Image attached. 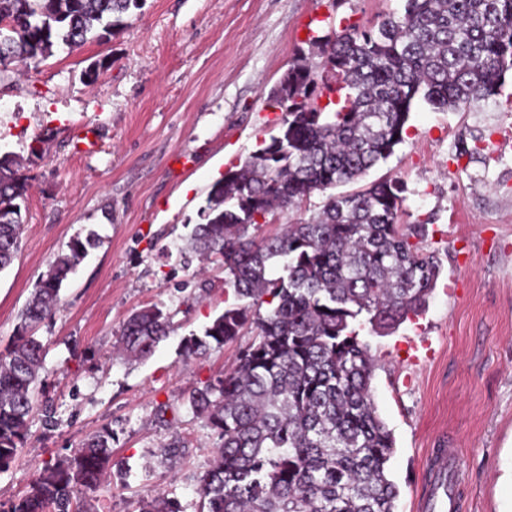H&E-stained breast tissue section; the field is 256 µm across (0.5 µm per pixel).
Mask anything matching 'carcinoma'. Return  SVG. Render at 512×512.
<instances>
[{
    "label": "carcinoma",
    "mask_w": 512,
    "mask_h": 512,
    "mask_svg": "<svg viewBox=\"0 0 512 512\" xmlns=\"http://www.w3.org/2000/svg\"><path fill=\"white\" fill-rule=\"evenodd\" d=\"M143 2L0 0V17L14 21L0 28V53L17 67L78 48ZM404 2L398 17L317 44V64L305 55L292 62L270 95L283 108L278 133L212 185L188 235L185 250L221 258L238 303L187 338L182 356L231 342L248 324L255 330L232 368L186 399L218 438L198 477L197 512H394L395 442L377 414L374 359L359 332L388 333L425 311L441 273L436 255L411 242L426 223H398L405 187L396 180L327 194L318 213L274 236H258L256 216L297 212L312 195L361 179L402 143L417 101L458 110L500 93L512 74V0ZM27 191L21 162L0 153V271L20 250ZM93 246L76 236L54 257L0 356V472L24 447L44 390L35 328ZM173 330L163 305L145 306L124 321L119 349L145 360ZM113 440L105 427L44 463L8 512H84L77 494L101 488ZM139 512L186 509L162 494Z\"/></svg>",
    "instance_id": "obj_1"
}]
</instances>
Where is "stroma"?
Segmentation results:
<instances>
[{"label": "stroma", "mask_w": 512, "mask_h": 512, "mask_svg": "<svg viewBox=\"0 0 512 512\" xmlns=\"http://www.w3.org/2000/svg\"><path fill=\"white\" fill-rule=\"evenodd\" d=\"M403 4L145 0L111 36L0 73V152L21 158L29 183L20 253L0 272V352L54 255L74 236L100 239L36 331L56 423L33 411L23 448L0 473V504L108 426L111 479L99 507L135 512L165 493L196 512L217 438L183 402L234 363L254 330L181 357L183 340L235 297L220 262L198 276L180 249L212 185L278 133L282 113L269 96L294 58ZM508 130L511 76L500 94L457 111L417 103L404 142L366 176L406 186L400 222L428 221L422 246L441 263L425 312L367 337L377 412L395 440V512H419L437 448L460 462L462 512H512V142L499 141ZM155 303L171 310L174 333L145 361L113 357L127 316ZM162 406L173 426L158 423ZM174 438L186 450L165 459L160 448Z\"/></svg>", "instance_id": "1"}]
</instances>
